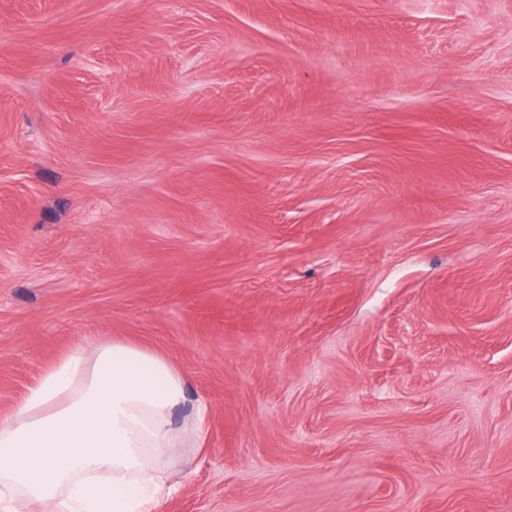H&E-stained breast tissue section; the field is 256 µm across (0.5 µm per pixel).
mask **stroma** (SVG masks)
Listing matches in <instances>:
<instances>
[{
	"label": "stroma",
	"instance_id": "35a3bbf8",
	"mask_svg": "<svg viewBox=\"0 0 512 512\" xmlns=\"http://www.w3.org/2000/svg\"><path fill=\"white\" fill-rule=\"evenodd\" d=\"M112 338L158 512H512V0H0V419Z\"/></svg>",
	"mask_w": 512,
	"mask_h": 512
}]
</instances>
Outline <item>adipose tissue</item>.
<instances>
[{
  "label": "adipose tissue",
  "mask_w": 512,
  "mask_h": 512,
  "mask_svg": "<svg viewBox=\"0 0 512 512\" xmlns=\"http://www.w3.org/2000/svg\"><path fill=\"white\" fill-rule=\"evenodd\" d=\"M186 405L184 432L203 440L208 406L163 355L118 339L74 347L0 420V512L20 494L40 512H156L153 459Z\"/></svg>",
  "instance_id": "obj_1"
}]
</instances>
